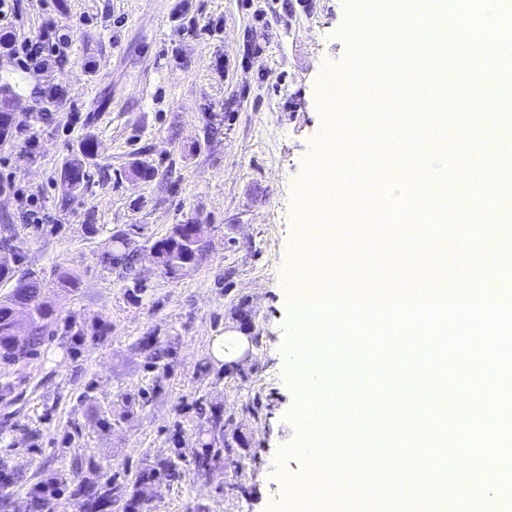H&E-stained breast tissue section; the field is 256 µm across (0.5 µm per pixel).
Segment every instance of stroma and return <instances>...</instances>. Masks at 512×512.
I'll list each match as a JSON object with an SVG mask.
<instances>
[{"label":"stroma","mask_w":512,"mask_h":512,"mask_svg":"<svg viewBox=\"0 0 512 512\" xmlns=\"http://www.w3.org/2000/svg\"><path fill=\"white\" fill-rule=\"evenodd\" d=\"M376 0H11L0 35L14 41L45 34L58 43L51 65L33 73L0 49V84L12 88V137L0 141V225H11L21 247L14 267L39 273L58 325L33 356L0 360V512H29V493L52 475L69 486L98 487L119 477L133 485L141 469L172 459L209 439L196 399L223 411L236 454L209 478L189 473L178 483L148 485L145 512H280L282 480H303L308 458L278 455L303 433L290 419L304 400L308 362L285 353L292 310L279 293L298 261L303 224L330 217L316 245L335 251L347 269L380 232L373 222L395 198L386 184L360 201L337 183L316 194L308 166L323 163L340 113L327 111V85L347 92L349 30L377 10ZM498 125L494 113L459 106L448 143L482 151ZM101 149L86 160L90 182L65 199L60 169L77 157L87 135ZM155 169L151 180L130 177L132 162ZM461 198L452 223L413 229L415 255L396 258L373 287L419 284L425 252L446 264L448 290L476 296L503 288L498 253L512 251V219L502 200L459 176ZM42 221H28L29 211ZM206 227L197 264L178 278L150 262L139 265L145 286L100 261L112 234L142 229L131 246L146 251L172 225ZM77 278L70 291L52 288L57 266ZM249 301L261 332L243 375H225L215 359L217 337L239 331L236 307ZM150 338L165 358L150 364L141 346ZM387 377L371 387V369L343 359L339 373L361 374L364 415L379 430L377 447L399 452L405 437L421 440L424 426L392 431L395 418L420 404L395 378L407 360L386 354ZM296 377H289V370ZM454 404L440 409L447 433L440 452L442 485H477L499 512H512V472L495 462L466 466L449 420L484 437L475 423L490 402L478 388L479 367L455 364ZM259 413H251L253 403Z\"/></svg>","instance_id":"35a3bbf8"}]
</instances>
